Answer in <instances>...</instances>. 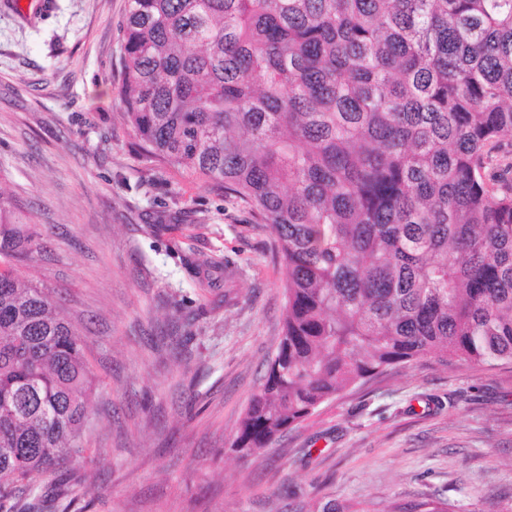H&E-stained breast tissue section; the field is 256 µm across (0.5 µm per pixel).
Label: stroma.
<instances>
[{"label": "stroma", "instance_id": "stroma-1", "mask_svg": "<svg viewBox=\"0 0 512 512\" xmlns=\"http://www.w3.org/2000/svg\"><path fill=\"white\" fill-rule=\"evenodd\" d=\"M126 0H0V190L93 379L82 451L13 491L15 512H314L444 503L512 512V363L427 357L344 391L255 458L231 451L275 355L285 270L269 227L154 162L121 115ZM228 269L198 273L209 259Z\"/></svg>", "mask_w": 512, "mask_h": 512}]
</instances>
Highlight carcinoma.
<instances>
[{"instance_id":"obj_1","label":"carcinoma","mask_w":512,"mask_h":512,"mask_svg":"<svg viewBox=\"0 0 512 512\" xmlns=\"http://www.w3.org/2000/svg\"><path fill=\"white\" fill-rule=\"evenodd\" d=\"M123 117L271 228L282 337L232 452L432 355L512 362V0H128ZM0 193V504L80 452L92 380ZM321 512H371L328 501Z\"/></svg>"}]
</instances>
